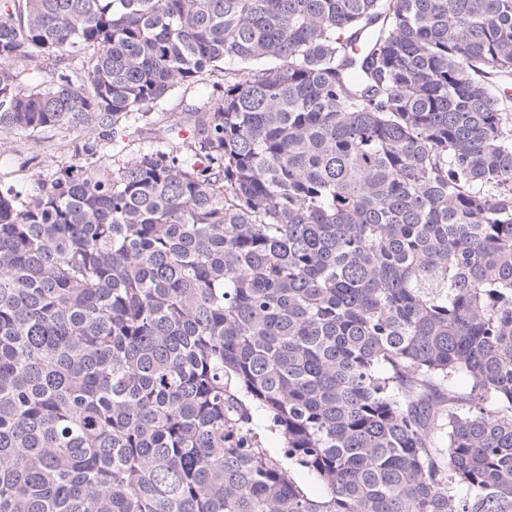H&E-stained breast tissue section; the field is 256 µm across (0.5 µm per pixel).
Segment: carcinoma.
I'll return each mask as SVG.
<instances>
[{
    "mask_svg": "<svg viewBox=\"0 0 512 512\" xmlns=\"http://www.w3.org/2000/svg\"><path fill=\"white\" fill-rule=\"evenodd\" d=\"M222 64L0 191V512H512V0H0V131ZM201 96L199 87L183 86L169 98L156 105L151 112L145 114L149 127L160 128L159 137L166 135L170 128H174L182 116L184 107L193 102H200ZM129 131L126 132L127 135L124 137L125 142H128L129 146L127 149L123 152V154H120L119 156L112 157V147L111 142H109L110 135H104L100 136V143L101 148L100 152L97 154L96 158L89 161H96V164H101L103 167H108L109 169L116 170L119 166H122V164L129 160L131 157H134L144 151H146L151 143L148 139H145L144 137L146 135L138 136L137 133H133V129H128Z\"/></svg>",
    "mask_w": 512,
    "mask_h": 512,
    "instance_id": "obj_1",
    "label": "carcinoma"
}]
</instances>
